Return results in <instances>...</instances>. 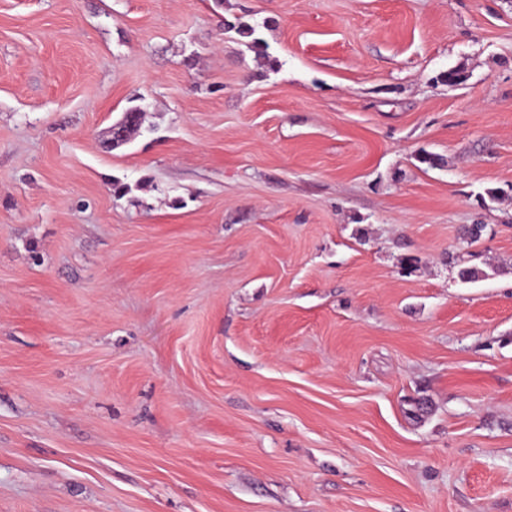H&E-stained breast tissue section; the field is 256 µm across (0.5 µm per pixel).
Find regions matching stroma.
<instances>
[{"label": "stroma", "instance_id": "obj_1", "mask_svg": "<svg viewBox=\"0 0 512 512\" xmlns=\"http://www.w3.org/2000/svg\"><path fill=\"white\" fill-rule=\"evenodd\" d=\"M0 512H512V0H0ZM127 112H143L140 107H133L127 110ZM124 113L121 121L114 124L109 131L108 138L106 140V146L109 148H117L124 145L127 142V128L131 127L135 122L140 121L141 113H134L133 115Z\"/></svg>", "mask_w": 512, "mask_h": 512}]
</instances>
